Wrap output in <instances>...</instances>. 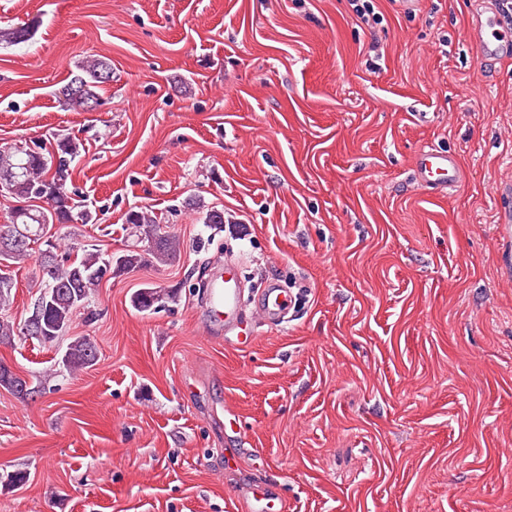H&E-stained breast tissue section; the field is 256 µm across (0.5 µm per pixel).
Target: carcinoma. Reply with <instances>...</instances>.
Listing matches in <instances>:
<instances>
[{"label":"carcinoma","mask_w":512,"mask_h":512,"mask_svg":"<svg viewBox=\"0 0 512 512\" xmlns=\"http://www.w3.org/2000/svg\"><path fill=\"white\" fill-rule=\"evenodd\" d=\"M32 37L28 28H0V43L18 45ZM112 67L106 58H91L83 63L59 94L69 104L83 108L87 101H98L97 90L110 81ZM81 143L67 136L57 135L51 149H0V195L12 198L42 200L48 204L44 210L19 207L14 211L12 223L0 224V240L20 236L26 244L15 246L0 258L20 261L29 256L30 245L44 240L53 224H87L92 212L73 203L66 187L72 164L80 156ZM127 224L133 236L147 243V249H126L121 253L105 254L96 248L82 250L81 257L67 264L58 259L54 243L45 240L47 249L39 253V292L45 293V304L34 303L33 310L20 329L29 335L38 331H55L59 336L50 340L57 343L67 332L77 315L101 282L153 258L160 264L171 262L180 252L179 240L161 231L152 216L143 211L128 214ZM177 294L172 290L145 288L131 298L133 306L146 311L174 303ZM98 358L96 344L87 336L77 337L66 345L62 363L69 371L94 364ZM0 386L20 394L28 391L25 379L0 364Z\"/></svg>","instance_id":"1"}]
</instances>
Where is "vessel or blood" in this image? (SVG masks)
Listing matches in <instances>:
<instances>
[{"mask_svg":"<svg viewBox=\"0 0 512 512\" xmlns=\"http://www.w3.org/2000/svg\"><path fill=\"white\" fill-rule=\"evenodd\" d=\"M469 32L481 60L503 63L512 60V0H469ZM416 180L423 191L438 194L457 188L464 180L459 157L440 148L422 150L415 161ZM292 303L289 292L276 284L261 291L254 312L265 322L279 325L288 320ZM207 317L203 325L209 335L225 334L235 344L248 346L254 337L244 327V290L238 266L225 262L223 274L208 290ZM276 494L264 484L248 488L237 501L238 512H279Z\"/></svg>","mask_w":512,"mask_h":512,"instance_id":"1","label":"vessel or blood"}]
</instances>
